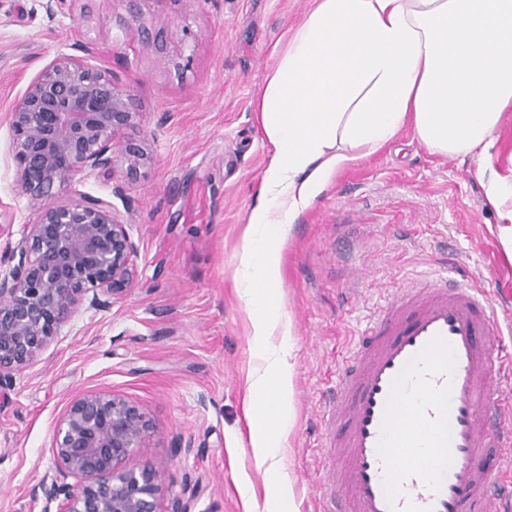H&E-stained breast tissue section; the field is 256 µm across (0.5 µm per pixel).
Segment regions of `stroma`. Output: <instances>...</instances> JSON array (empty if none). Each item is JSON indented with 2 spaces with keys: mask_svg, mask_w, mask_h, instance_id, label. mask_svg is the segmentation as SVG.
<instances>
[{
  "mask_svg": "<svg viewBox=\"0 0 512 512\" xmlns=\"http://www.w3.org/2000/svg\"><path fill=\"white\" fill-rule=\"evenodd\" d=\"M47 18L39 0H0V269L33 207L17 191L7 113L62 44L96 40L137 112L127 139L147 155L79 182L111 196L138 246L120 299L77 311L36 362L0 383V512H42L31 485L56 466L55 424L70 402L108 392L149 420L129 466L152 463L163 496L193 512H264L244 414L251 322L236 286L243 230L271 146L254 102L271 49L313 0H82ZM124 193L112 196L113 185ZM477 163L432 153L411 129L334 178L282 250L279 310L294 343L295 423L283 466L298 512H319L334 438L322 416L336 366L379 303L452 253L495 298L512 264L494 234ZM250 481L254 496L239 486Z\"/></svg>",
  "mask_w": 512,
  "mask_h": 512,
  "instance_id": "stroma-1",
  "label": "stroma"
}]
</instances>
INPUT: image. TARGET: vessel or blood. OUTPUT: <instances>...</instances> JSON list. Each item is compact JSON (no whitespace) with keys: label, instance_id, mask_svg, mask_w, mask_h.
Returning a JSON list of instances; mask_svg holds the SVG:
<instances>
[{"label":"vessel or blood","instance_id":"1","mask_svg":"<svg viewBox=\"0 0 512 512\" xmlns=\"http://www.w3.org/2000/svg\"><path fill=\"white\" fill-rule=\"evenodd\" d=\"M503 315L469 273L419 281L375 311L327 396L337 451L322 512H505Z\"/></svg>","mask_w":512,"mask_h":512}]
</instances>
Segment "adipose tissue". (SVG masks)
Instances as JSON below:
<instances>
[{
  "instance_id": "adipose-tissue-1",
  "label": "adipose tissue",
  "mask_w": 512,
  "mask_h": 512,
  "mask_svg": "<svg viewBox=\"0 0 512 512\" xmlns=\"http://www.w3.org/2000/svg\"><path fill=\"white\" fill-rule=\"evenodd\" d=\"M272 56L255 106L272 152L236 283L258 359L245 405L254 461L271 487L265 512H297L281 464L294 423L291 328L278 301L287 234L339 171L408 126L431 152L476 158L512 262V156L500 157L512 113V0H316Z\"/></svg>"
}]
</instances>
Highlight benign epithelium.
<instances>
[{
    "mask_svg": "<svg viewBox=\"0 0 512 512\" xmlns=\"http://www.w3.org/2000/svg\"><path fill=\"white\" fill-rule=\"evenodd\" d=\"M59 51L8 112L9 155L17 186L34 207L0 275V379L31 364L78 306L105 308L133 282L138 246L105 197L72 189L76 177L110 169L120 154L128 170L145 160L121 140L137 112L133 95L93 42ZM69 198L54 201L60 194ZM149 426L133 402L104 392L73 399L52 436L56 472L30 491L43 512H161L160 472L127 461Z\"/></svg>",
    "mask_w": 512,
    "mask_h": 512,
    "instance_id": "1",
    "label": "benign epithelium"
}]
</instances>
